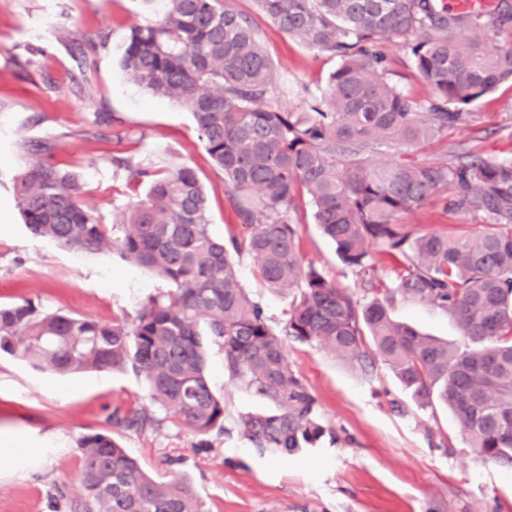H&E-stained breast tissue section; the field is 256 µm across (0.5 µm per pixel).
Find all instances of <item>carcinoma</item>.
<instances>
[{
  "mask_svg": "<svg viewBox=\"0 0 512 512\" xmlns=\"http://www.w3.org/2000/svg\"><path fill=\"white\" fill-rule=\"evenodd\" d=\"M160 2L161 16L131 28L123 70L192 113L249 235L227 244L213 237L204 188L179 166L153 174L145 197L117 217L129 230L114 237L71 175L36 159L14 185L32 235L76 252L116 250L172 288L148 298L131 323L30 301L0 308V350L60 374L130 370L174 421L206 435L224 427V402L205 371L204 342H214L230 379L270 405L242 417L243 431L283 457L325 433L316 397L288 364L286 340L319 343L352 365L372 353L419 405H446L477 456L511 467L512 231L415 236L397 216L451 188L445 210L512 224V158L374 165L363 153L442 136L473 102L512 82V0L467 12L451 0H256L283 32L338 58L304 112L268 98L276 71L248 17L224 0ZM464 30L475 36L456 40ZM383 42L408 46L432 92L427 105L386 78ZM303 191L314 222L367 283L375 255L398 259L383 298L361 307L304 262L291 216ZM243 251L266 288L298 289L279 331L241 286L235 256ZM396 294L448 313L462 345L395 320ZM79 450L83 496L74 512H204L187 481L148 476L106 434L83 436Z\"/></svg>",
  "mask_w": 512,
  "mask_h": 512,
  "instance_id": "carcinoma-1",
  "label": "carcinoma"
}]
</instances>
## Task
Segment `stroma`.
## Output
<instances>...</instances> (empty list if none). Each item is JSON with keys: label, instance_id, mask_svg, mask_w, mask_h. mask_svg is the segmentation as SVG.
Here are the masks:
<instances>
[{"label": "stroma", "instance_id": "1", "mask_svg": "<svg viewBox=\"0 0 512 512\" xmlns=\"http://www.w3.org/2000/svg\"><path fill=\"white\" fill-rule=\"evenodd\" d=\"M253 22L272 60L271 92L284 108L302 110L321 93L336 58L282 32L255 0H226ZM145 0H0V306L29 300L102 322L134 320L147 299L166 293L164 279L131 265L119 253L86 255L32 236L14 199L27 169V146L71 173L82 202L113 236L115 214L143 198L148 178L138 168H193L207 193L213 236L245 238L191 113L132 83L120 67L132 26L153 19ZM95 46L92 65L82 51ZM391 78L418 103L431 91L412 66L405 45L384 43ZM467 124L415 146L368 150L371 163L452 162L475 152L488 160L512 157V85L502 84L472 105ZM293 217L300 253L337 287L366 304L376 293L340 259L313 222L307 197ZM398 220L416 235H468L492 227L484 215L450 213L442 195ZM243 288L274 328H283L291 293L274 294L257 277L249 254L236 259ZM396 320L457 341L454 322L428 303L395 297ZM288 362L317 399L324 436L284 458L256 447L240 419L265 410L258 396L232 381L224 354L208 347L210 384L224 401V427L201 436L176 424L150 398L143 377L130 371L58 375L0 351V436L17 434L38 449L35 465L0 458V512H71L83 490L79 440L107 433L150 476L182 477L205 512H512V468L476 456L452 413L419 406L378 358L353 366L322 345L288 342ZM143 414L141 428L113 425L112 414ZM65 495H58V487Z\"/></svg>", "mask_w": 512, "mask_h": 512}]
</instances>
